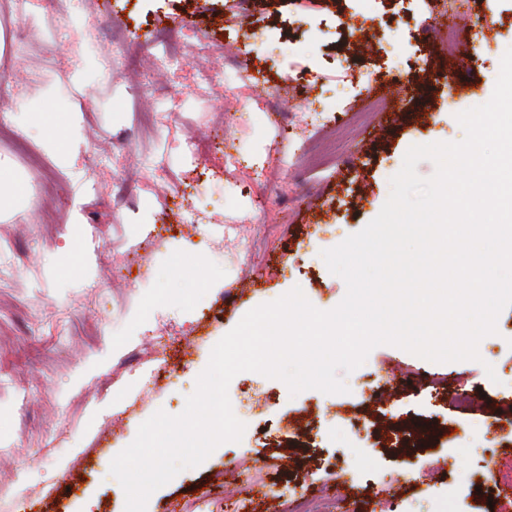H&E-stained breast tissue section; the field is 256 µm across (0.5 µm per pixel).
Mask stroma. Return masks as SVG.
Masks as SVG:
<instances>
[{
	"instance_id": "1",
	"label": "stroma",
	"mask_w": 512,
	"mask_h": 512,
	"mask_svg": "<svg viewBox=\"0 0 512 512\" xmlns=\"http://www.w3.org/2000/svg\"><path fill=\"white\" fill-rule=\"evenodd\" d=\"M439 0H14L0 9V72L19 71L0 122L34 145L83 140L68 171L21 161L25 194L0 215V512H125L112 459L157 410L180 414L215 344L253 308L301 287L318 309L346 293L321 253L380 213L410 146L462 140L458 113L487 103L512 47V0H472L446 55L428 30ZM481 45H474L475 31ZM127 38L123 49L113 37ZM205 36L209 51L144 95L129 60ZM146 38L144 46L133 38ZM257 81L236 86V69ZM371 73L336 92V76ZM212 75L210 87L197 85ZM369 96L390 100L329 167L308 154ZM320 112L311 121L300 103ZM151 108L155 131L140 130ZM240 160L226 167L225 151ZM295 166H287V159ZM198 209L200 224L184 213ZM77 223H68L70 211ZM480 361L434 363L391 345L352 371L396 374L391 404L359 392L291 395L236 375L239 472L223 448L177 474L146 512H282L289 490L325 512H512V307ZM493 373H486V366ZM471 390L458 414L427 379ZM29 448L54 457L31 462ZM473 484L462 498L455 484Z\"/></svg>"
}]
</instances>
